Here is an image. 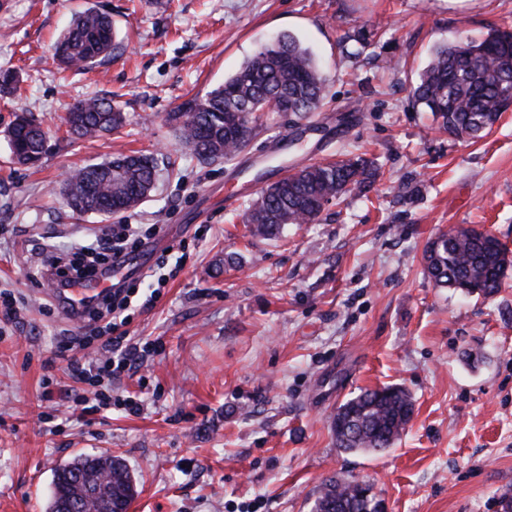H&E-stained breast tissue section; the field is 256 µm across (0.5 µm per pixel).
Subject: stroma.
Returning a JSON list of instances; mask_svg holds the SVG:
<instances>
[{"mask_svg":"<svg viewBox=\"0 0 512 512\" xmlns=\"http://www.w3.org/2000/svg\"><path fill=\"white\" fill-rule=\"evenodd\" d=\"M112 18L116 48L63 72L52 44L74 14ZM512 27V0H0V291L19 314L0 326V512H47L53 473L80 454L121 458L130 512H313L332 478L368 482L386 512H498L512 492V269L484 299L436 287L424 250L456 226L512 249V109L473 141L439 130L411 90L434 45ZM290 34L328 78L318 110L267 112L236 157L202 164L168 122L261 46ZM99 96L120 133L71 141L61 119ZM51 133L35 166L12 162L15 114ZM135 151L159 180L136 209L79 215L64 175ZM363 153L383 174L282 239L250 236L244 212L287 168ZM142 225L128 331L149 344L113 399L143 408L82 415L92 386L59 359L77 335L35 271L106 225ZM238 263L225 264L227 254ZM52 384H44L45 374ZM404 387L406 431L380 453L339 450L330 419L364 389Z\"/></svg>","mask_w":512,"mask_h":512,"instance_id":"35a3bbf8","label":"stroma"}]
</instances>
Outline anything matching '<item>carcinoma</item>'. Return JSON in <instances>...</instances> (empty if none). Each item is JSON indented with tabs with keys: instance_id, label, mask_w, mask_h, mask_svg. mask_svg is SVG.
<instances>
[{
	"instance_id": "obj_1",
	"label": "carcinoma",
	"mask_w": 512,
	"mask_h": 512,
	"mask_svg": "<svg viewBox=\"0 0 512 512\" xmlns=\"http://www.w3.org/2000/svg\"><path fill=\"white\" fill-rule=\"evenodd\" d=\"M112 20L88 8L76 15L54 50L70 70H87L109 56L113 45ZM327 79L302 43L283 35L247 60L224 83L182 104L168 116L178 142L199 162L230 159L248 145L256 113L282 98L292 103L298 118L318 109ZM413 103L431 112L440 128L457 137L478 139L512 106V30L492 28L480 38L437 46L419 74ZM74 139L94 138L119 130L120 108L105 98H87L72 105L63 117ZM12 161L33 165L46 152L48 131L33 117L20 113L7 129ZM380 175L373 162L356 155L306 166L267 186L249 207L246 223L254 236L282 238L294 224L319 220L322 206L341 203L353 189L370 186ZM158 178L157 159L134 152L88 164L62 181L67 206L74 212L96 208L121 197L147 198ZM426 269L440 288L467 295L494 296L512 259L509 249L488 231L452 227L436 237L425 252ZM414 405L399 386L365 389L347 399L332 416L336 447L357 453L390 447L409 425ZM105 470L116 507L129 508L136 495L127 465L110 454L79 456L59 466L53 475V493L72 494L78 476ZM357 479H330L322 484L314 512H367Z\"/></svg>"
}]
</instances>
